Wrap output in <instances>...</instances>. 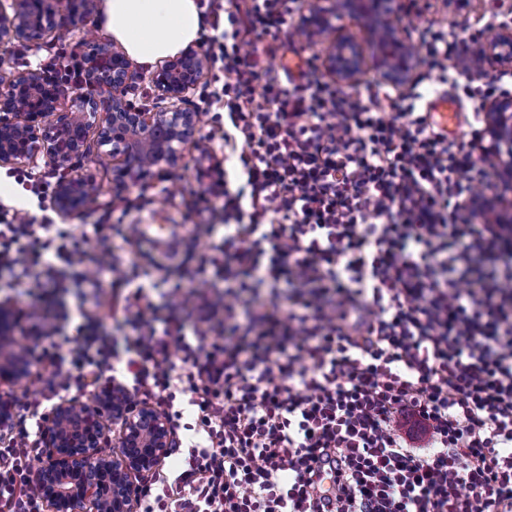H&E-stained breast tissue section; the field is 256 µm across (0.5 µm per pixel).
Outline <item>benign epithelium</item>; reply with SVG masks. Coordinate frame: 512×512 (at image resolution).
Segmentation results:
<instances>
[{"instance_id": "1", "label": "benign epithelium", "mask_w": 512, "mask_h": 512, "mask_svg": "<svg viewBox=\"0 0 512 512\" xmlns=\"http://www.w3.org/2000/svg\"><path fill=\"white\" fill-rule=\"evenodd\" d=\"M95 0H9L0 2V44L23 42L37 46L46 36H58L91 16ZM350 17L377 36L376 68L386 85L401 89L412 84L417 59L414 48L400 36L396 0H308L297 20V34L326 44L323 65L336 84L356 86L364 69L360 42L336 26ZM478 58L512 69V25L504 23L472 40ZM83 56L87 61V90L59 92L46 84L40 71L25 69L0 81V167H30L44 159L73 169L86 157V133L93 128L99 146L112 158V182L138 187L175 165L185 145L196 144L200 113L186 107L188 93L209 67L206 54L192 46L167 60L152 75L156 90L168 100L161 112L132 106L124 96L131 78L126 55L88 33ZM488 155L506 167L512 178V92L504 91L484 105ZM95 182L66 178L53 202L68 215L88 208L96 197ZM483 217L495 224L512 223V206L504 211L487 204ZM13 309L0 305V388L11 389L28 375L21 354L5 349L4 325ZM117 428L116 455H105L110 436L104 420ZM49 448L34 481L45 512H135L144 484L140 479L160 466L172 441V427L153 404L130 396L116 386L97 392L91 404L63 400L45 426Z\"/></svg>"}]
</instances>
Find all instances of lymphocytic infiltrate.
<instances>
[{"label": "lymphocytic infiltrate", "instance_id": "lymphocytic-infiltrate-1", "mask_svg": "<svg viewBox=\"0 0 512 512\" xmlns=\"http://www.w3.org/2000/svg\"><path fill=\"white\" fill-rule=\"evenodd\" d=\"M295 2L198 0L199 100L223 113L241 170L201 186L197 206L222 201L224 237L164 314L135 225L91 251L49 215L0 217L1 270L97 287L75 336L39 311L26 349L48 378L0 439V512H44L32 461L46 404L106 382L177 432L138 512H512V225L473 223L469 205L494 165L430 122L420 90L352 96L272 73L263 56ZM423 45L443 81L469 52L444 29ZM38 66L64 90L84 81L63 50ZM208 271L224 284L210 298L195 287Z\"/></svg>", "mask_w": 512, "mask_h": 512}]
</instances>
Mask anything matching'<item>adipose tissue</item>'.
<instances>
[{
    "mask_svg": "<svg viewBox=\"0 0 512 512\" xmlns=\"http://www.w3.org/2000/svg\"><path fill=\"white\" fill-rule=\"evenodd\" d=\"M107 31L138 64L154 65L196 42L197 0H102Z\"/></svg>",
    "mask_w": 512,
    "mask_h": 512,
    "instance_id": "obj_1",
    "label": "adipose tissue"
}]
</instances>
